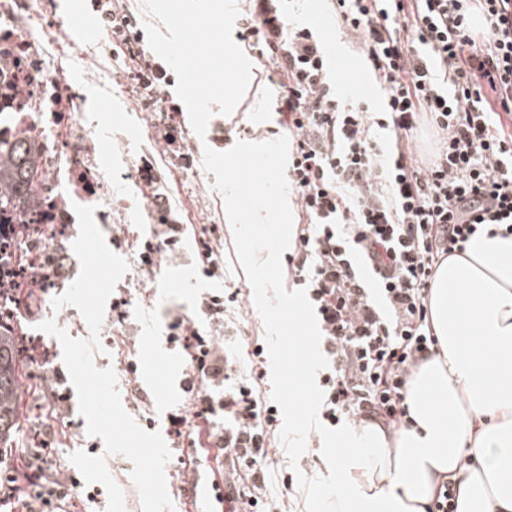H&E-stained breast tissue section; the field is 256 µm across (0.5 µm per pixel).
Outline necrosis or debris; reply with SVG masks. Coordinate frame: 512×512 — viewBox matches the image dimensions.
<instances>
[{
  "instance_id": "4bbe7bcc",
  "label": "necrosis or debris",
  "mask_w": 512,
  "mask_h": 512,
  "mask_svg": "<svg viewBox=\"0 0 512 512\" xmlns=\"http://www.w3.org/2000/svg\"><path fill=\"white\" fill-rule=\"evenodd\" d=\"M41 0H0V145L25 138L45 165L31 204L0 212V222L72 224L74 207L94 206L111 222L112 172L89 147L73 84L56 68V42L38 9Z\"/></svg>"
}]
</instances>
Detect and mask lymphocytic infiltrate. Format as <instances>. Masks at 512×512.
Masks as SVG:
<instances>
[{"mask_svg":"<svg viewBox=\"0 0 512 512\" xmlns=\"http://www.w3.org/2000/svg\"><path fill=\"white\" fill-rule=\"evenodd\" d=\"M247 33L259 61L286 80L281 125L291 137L287 179L302 214L295 246L286 256L289 277L308 290L329 361L317 381L325 392L320 421L336 427L368 421L386 430L404 423L409 383L438 339L431 322V280L448 257L477 236H512V0H331L339 28L365 58L381 93L379 114L346 104L336 94L319 35L293 27L280 0H247ZM91 7L122 45L128 73L145 110L164 120L157 140L171 156L192 163L177 103L166 96L171 77L144 45L135 18L118 0ZM431 127L433 157L422 160L414 141ZM137 173L151 189V239L138 245L139 266L154 280L185 228L171 215L154 167ZM27 225L11 224L10 264L0 272V299L14 306L0 325L17 331V353L42 368L52 405L64 415L65 377L47 370L49 352L21 333L14 313L42 292L45 262L63 268L66 257L44 260L49 238L30 241ZM229 297L203 298L201 329L174 316L169 343L184 357L182 389L188 405L169 413L176 444L193 454L177 459L185 472L214 459L208 473L224 486V512H292L265 496L272 435L279 407L254 382L230 385L240 358L224 347ZM230 420L217 430V418ZM52 441L40 438L0 472V506L17 512H77L95 500L90 488L54 469Z\"/></svg>","mask_w":512,"mask_h":512,"instance_id":"1","label":"lymphocytic infiltrate"}]
</instances>
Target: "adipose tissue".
Wrapping results in <instances>:
<instances>
[{"label": "adipose tissue", "mask_w": 512, "mask_h": 512, "mask_svg": "<svg viewBox=\"0 0 512 512\" xmlns=\"http://www.w3.org/2000/svg\"><path fill=\"white\" fill-rule=\"evenodd\" d=\"M429 301L438 352L410 382V423L344 433L336 512H425L445 478L458 512H512V236L448 257Z\"/></svg>", "instance_id": "obj_1"}]
</instances>
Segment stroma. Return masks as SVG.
Wrapping results in <instances>:
<instances>
[{"mask_svg":"<svg viewBox=\"0 0 512 512\" xmlns=\"http://www.w3.org/2000/svg\"><path fill=\"white\" fill-rule=\"evenodd\" d=\"M42 18L53 26L58 44L57 67L66 76H73L79 68L78 55L86 47H94L95 60L112 70V86L104 91L94 86L78 88L83 117L90 131L94 154L98 163L112 171V194L115 207L112 224L125 225L130 236L141 235L143 224L149 223L147 190L134 177L140 159H150L165 185L173 210L182 223L203 226L224 225V276L207 279L200 272L195 259V238L186 236L179 254L163 264L159 281L150 283L137 275H124L117 284L116 293L131 299L132 313L125 322L113 315H105L100 330L102 353L96 354L95 365L103 369L113 367L118 377L117 386L124 409L135 421H142L143 411H150L156 430L167 432V415L184 402L180 386L184 366L183 355L167 342V324L172 314L196 316L202 297L238 291L243 296L240 308L230 315L224 332V343L229 348H240L243 338L263 339L264 326L254 302L253 292L245 277L235 250L233 231L221 194L213 187L215 177L203 168V149L211 147L224 151L238 139L261 142L273 139L278 131L277 106L283 88L271 81V66L256 62L254 39L245 33L244 19H237L233 38L248 58L253 59L250 85L235 110L228 115L214 114L205 137L189 133L187 146L195 161L191 169L175 167L170 155L154 138L155 126L161 115L145 111L132 93L125 74L126 56L121 46L113 45L112 37L99 24L96 15L87 8L85 0H43ZM288 21L293 26L317 29L323 38L325 52L332 72L351 86L348 102H368L376 105L379 90L367 66L342 34L331 17L325 0H288ZM112 224L102 225L104 237H111ZM79 232L78 225H70L66 234L55 238L58 252L69 254L71 260L56 278L47 293L48 301L34 315L23 318L28 334H37L36 327L47 319H55L71 337L86 338L90 330L83 324L81 313L72 306L53 310L52 298L64 293L80 272L78 258L72 257V244ZM136 334V359L139 363V386L147 391L150 400L146 407L133 405L124 378L128 357L125 345L113 344L112 336L121 332ZM51 401L42 383L29 378L21 380L20 416L15 431L0 442V451L23 452L32 447L33 436L51 432L55 446L54 461L76 473L70 460L77 451L95 449L103 456L107 469L121 488L125 512H143L139 493L132 481L133 465L120 454H106L101 438L89 435L86 420L78 408H70L66 416L50 421Z\"/></svg>","mask_w":512,"mask_h":512,"instance_id":"35a3bbf8","label":"stroma"}]
</instances>
